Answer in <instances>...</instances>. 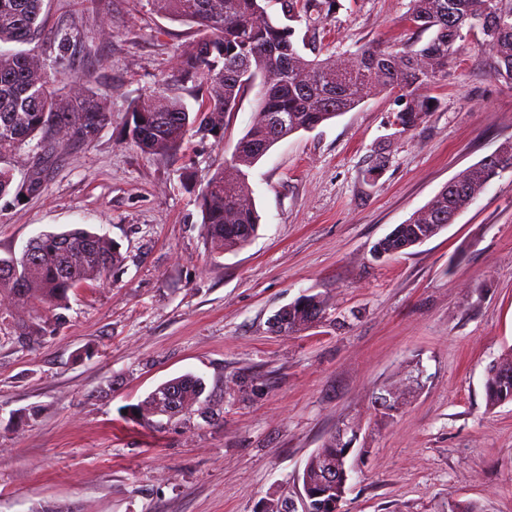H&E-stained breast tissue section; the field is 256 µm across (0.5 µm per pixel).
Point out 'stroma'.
<instances>
[{
	"label": "stroma",
	"instance_id": "35a3bbf8",
	"mask_svg": "<svg viewBox=\"0 0 512 512\" xmlns=\"http://www.w3.org/2000/svg\"><path fill=\"white\" fill-rule=\"evenodd\" d=\"M295 22L343 60L415 33L411 0H336ZM47 31L72 35L71 73L111 111L89 142L58 147L40 193L0 200V256L45 231L85 228L123 256L71 293L66 321L31 346L43 307L0 299V512H264L303 494L301 475L336 428L360 429L341 512H512V403L488 408L490 365L512 352V169L440 234L391 258L375 243L448 180L512 140V88L479 33L458 39L399 127L394 96L273 146L252 169L260 216L243 248L212 249L200 193L257 108L245 94L224 138L188 135L171 156L126 139L132 100L175 74L191 26L151 0H45ZM319 295L318 322L271 332L275 311ZM424 376L408 388L414 365ZM200 376L180 418L133 408L159 384ZM400 393L387 418L374 404Z\"/></svg>",
	"mask_w": 512,
	"mask_h": 512
}]
</instances>
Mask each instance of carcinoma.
<instances>
[{
  "instance_id": "cac0c4a2",
  "label": "carcinoma",
  "mask_w": 512,
  "mask_h": 512,
  "mask_svg": "<svg viewBox=\"0 0 512 512\" xmlns=\"http://www.w3.org/2000/svg\"><path fill=\"white\" fill-rule=\"evenodd\" d=\"M172 20L196 28L197 37L180 50L173 81L205 93L191 112L164 81L133 102L126 133L130 144L151 155H170L189 133L224 138V116L242 96L258 89V108L235 152L214 172L202 190L206 235L214 249L241 248L255 237L259 222L249 184L251 169L280 137L314 129L358 106L372 91L396 92L403 102L396 119L415 126L433 100L426 91L448 68L454 43L448 27L483 28V20L502 30L485 51L494 60L496 79L512 85V0H412L411 25L433 31L423 46L411 43L401 51L367 46L338 66L329 59L308 58L294 41L291 26L271 19L265 0H152ZM44 0H0V44L31 45L48 40L52 64L30 50H0V197L34 194L43 187L45 169L14 184L10 158L18 148L40 138L50 158L64 140L89 142L110 122V111L90 94H63L58 83L66 70L71 35L49 34L41 14ZM512 169V156L479 161L451 179L439 194L379 243L391 257L416 245L430 225L448 223V212L467 208L499 174ZM122 262L118 246L106 235L86 229L45 232L28 242L21 254L0 256V295L19 304H38L50 313L42 322L21 326L19 337L31 340L52 332L64 319L69 294L107 277ZM323 302L307 295L289 312L286 331L319 317ZM169 404L187 410L205 392L202 378L186 374L168 380ZM489 407L512 402V352L486 374ZM344 446L331 435L313 454L302 473L307 512H339L348 487L329 482L323 467L334 462Z\"/></svg>"
}]
</instances>
